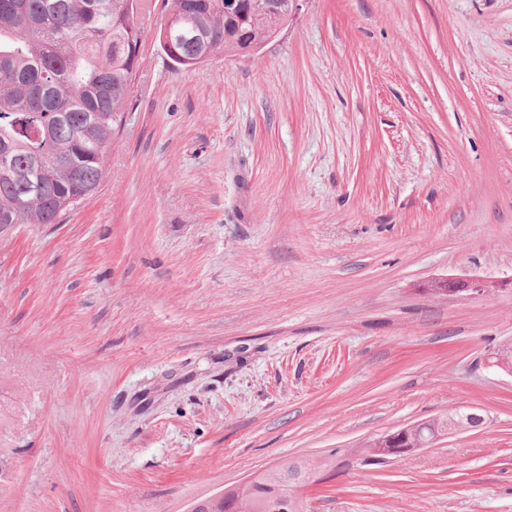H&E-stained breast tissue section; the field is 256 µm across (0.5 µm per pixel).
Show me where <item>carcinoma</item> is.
Returning a JSON list of instances; mask_svg holds the SVG:
<instances>
[{
	"label": "carcinoma",
	"instance_id": "cac0c4a2",
	"mask_svg": "<svg viewBox=\"0 0 512 512\" xmlns=\"http://www.w3.org/2000/svg\"><path fill=\"white\" fill-rule=\"evenodd\" d=\"M224 2L171 0L160 42L172 67L257 51L291 18L290 0L277 21L257 0H241L228 19ZM142 9L143 0H0V235L6 224H57L98 188L137 77ZM490 359L512 368V341ZM467 415L428 420L426 434H452ZM388 448L386 434L371 440L367 462L381 463ZM308 469L284 460L275 476L199 512H280Z\"/></svg>",
	"mask_w": 512,
	"mask_h": 512
}]
</instances>
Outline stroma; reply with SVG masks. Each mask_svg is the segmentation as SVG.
I'll return each instance as SVG.
<instances>
[{"label": "stroma", "instance_id": "obj_1", "mask_svg": "<svg viewBox=\"0 0 512 512\" xmlns=\"http://www.w3.org/2000/svg\"><path fill=\"white\" fill-rule=\"evenodd\" d=\"M98 189L0 242V512H189L284 459L304 512H512V0H300L172 68ZM461 407L484 424L366 462ZM464 288L460 290H453L449 293H462L465 292L471 298H480L490 292L504 291L506 288H511L512 280L508 281H492L486 279H469L461 280Z\"/></svg>", "mask_w": 512, "mask_h": 512}]
</instances>
